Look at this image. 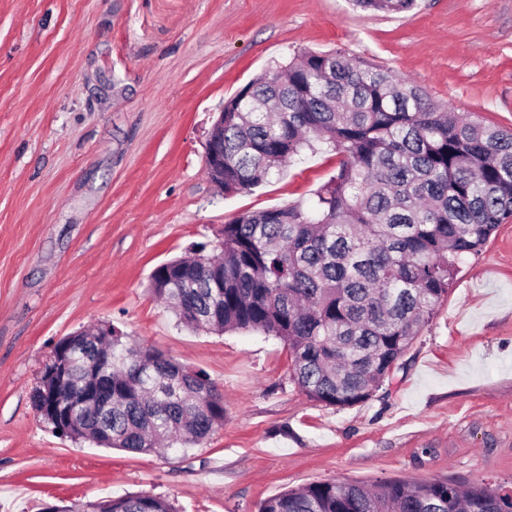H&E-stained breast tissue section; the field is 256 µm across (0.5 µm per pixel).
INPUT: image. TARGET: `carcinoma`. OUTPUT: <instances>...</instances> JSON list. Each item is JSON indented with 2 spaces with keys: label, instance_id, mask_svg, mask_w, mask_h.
Returning <instances> with one entry per match:
<instances>
[{
  "label": "carcinoma",
  "instance_id": "cac0c4a2",
  "mask_svg": "<svg viewBox=\"0 0 512 512\" xmlns=\"http://www.w3.org/2000/svg\"><path fill=\"white\" fill-rule=\"evenodd\" d=\"M405 12L415 0H354ZM224 195L267 183L304 151L338 158L305 206L242 213L202 268L176 259L149 290L180 324L256 331L288 348L291 377L310 399L344 409L390 380L448 297L459 263L512 220V131L434 104L419 86L343 51H303L224 103ZM54 348L31 394L35 411L74 440L165 453L201 444L224 422V395L190 369L123 333L78 351ZM112 391V409L66 413L76 391ZM46 512H176L132 493L51 505ZM258 512H512V484L451 479L373 484L334 480L286 490Z\"/></svg>",
  "mask_w": 512,
  "mask_h": 512
}]
</instances>
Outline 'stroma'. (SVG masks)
Returning a JSON list of instances; mask_svg holds the SVG:
<instances>
[{"label": "stroma", "instance_id": "35a3bbf8", "mask_svg": "<svg viewBox=\"0 0 512 512\" xmlns=\"http://www.w3.org/2000/svg\"><path fill=\"white\" fill-rule=\"evenodd\" d=\"M337 49L512 128V0H0V512L129 493L257 512L336 479H512V221L461 263L404 369L343 410L298 388L280 340L190 331L148 289L236 216L308 203L334 174L308 153L224 197L204 145L254 77ZM101 324L207 372L223 424L162 456L56 435L30 394L62 338ZM364 10L378 12H405L413 8L415 0H353Z\"/></svg>", "mask_w": 512, "mask_h": 512}]
</instances>
